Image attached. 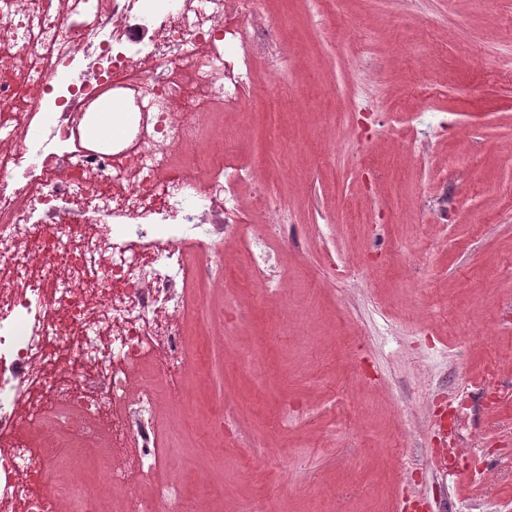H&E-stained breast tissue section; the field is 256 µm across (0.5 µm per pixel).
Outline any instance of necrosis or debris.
<instances>
[{
	"label": "necrosis or debris",
	"instance_id": "necrosis-or-debris-1",
	"mask_svg": "<svg viewBox=\"0 0 512 512\" xmlns=\"http://www.w3.org/2000/svg\"><path fill=\"white\" fill-rule=\"evenodd\" d=\"M253 5L0 0V512H97L118 489L126 512H183L158 488L161 395L198 370L185 311L223 265L211 224L240 228L247 173L206 129L241 107L229 47ZM106 92L127 121L91 149Z\"/></svg>",
	"mask_w": 512,
	"mask_h": 512
}]
</instances>
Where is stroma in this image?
Returning <instances> with one entry per match:
<instances>
[{
    "label": "stroma",
    "instance_id": "obj_1",
    "mask_svg": "<svg viewBox=\"0 0 512 512\" xmlns=\"http://www.w3.org/2000/svg\"><path fill=\"white\" fill-rule=\"evenodd\" d=\"M240 24L249 108L218 123L248 228L253 188L286 207L283 292L225 239L175 401L223 404L224 443L160 422L198 450L161 483L213 512H512V0H257Z\"/></svg>",
    "mask_w": 512,
    "mask_h": 512
}]
</instances>
